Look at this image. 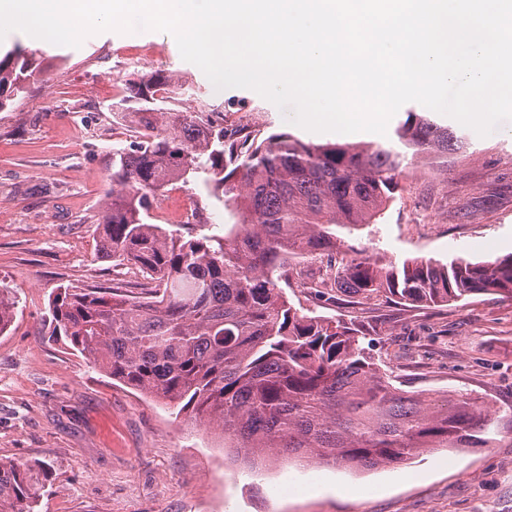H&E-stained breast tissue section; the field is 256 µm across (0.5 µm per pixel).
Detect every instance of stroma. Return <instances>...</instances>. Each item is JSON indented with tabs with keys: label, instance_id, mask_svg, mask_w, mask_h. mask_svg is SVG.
Segmentation results:
<instances>
[{
	"label": "stroma",
	"instance_id": "1",
	"mask_svg": "<svg viewBox=\"0 0 512 512\" xmlns=\"http://www.w3.org/2000/svg\"><path fill=\"white\" fill-rule=\"evenodd\" d=\"M151 69L173 72L185 94L176 109L222 112L228 127L261 136L286 132L336 142L285 121L248 89L214 95L174 37L113 31L81 46L51 44L20 31L44 71L14 110L0 112V285L16 300L0 335V458L45 463L52 480L41 512H512V299L478 295L434 308L384 299L323 303L292 287L289 298L316 314L363 326L371 354L407 391L470 394L494 405L499 432L470 452H421L402 468L301 470L280 459L264 475L232 465L218 431L178 423L47 337L48 298L58 286L140 287L135 269L100 256L101 215L111 200L112 151L127 125L108 108L113 86L135 73L132 43ZM468 154L421 160L406 169L378 223L344 234V246L385 262L411 258L486 262L512 252V121ZM207 234L232 218L202 184H189Z\"/></svg>",
	"mask_w": 512,
	"mask_h": 512
}]
</instances>
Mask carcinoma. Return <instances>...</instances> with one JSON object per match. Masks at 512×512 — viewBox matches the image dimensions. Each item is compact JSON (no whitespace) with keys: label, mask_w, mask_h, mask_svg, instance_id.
I'll return each mask as SVG.
<instances>
[{"label":"carcinoma","mask_w":512,"mask_h":512,"mask_svg":"<svg viewBox=\"0 0 512 512\" xmlns=\"http://www.w3.org/2000/svg\"><path fill=\"white\" fill-rule=\"evenodd\" d=\"M40 73L32 53L0 54V112ZM173 75L130 79L112 102L134 140L112 150V201L102 251L138 268L135 292L59 287L50 336L128 388L218 430L233 461L260 470L276 461L375 470L408 463L426 448L468 450L492 442L494 418L468 394L407 392L367 356L365 333L297 309L284 287L319 288L396 304L436 307L476 295L512 298V253L489 262L402 265L349 258L336 229L375 223L412 162L469 148L427 112L407 111L395 142H305L290 133L259 140L228 132L204 112L164 107ZM202 183L235 223L224 235L184 233L145 221L168 182ZM317 259L318 278L293 266ZM14 300L0 286V334ZM46 464L0 459V512H38Z\"/></svg>","instance_id":"carcinoma-1"}]
</instances>
